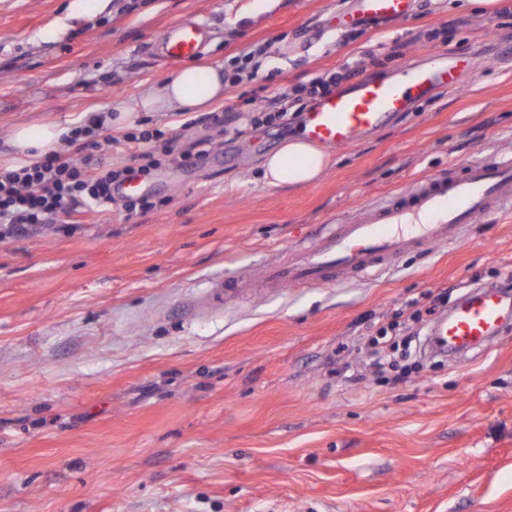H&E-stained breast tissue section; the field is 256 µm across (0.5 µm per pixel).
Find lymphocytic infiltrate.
Segmentation results:
<instances>
[{
    "label": "lymphocytic infiltrate",
    "instance_id": "f902f5d3",
    "mask_svg": "<svg viewBox=\"0 0 512 512\" xmlns=\"http://www.w3.org/2000/svg\"><path fill=\"white\" fill-rule=\"evenodd\" d=\"M101 129L96 122L75 124L67 140L68 151L49 153L18 170L0 171V237L39 224L71 222L74 214L111 203L113 188L129 176L147 179L164 163L188 167L196 160L192 153L177 151L161 131L143 129L124 136L129 166L100 169L92 151L100 146Z\"/></svg>",
    "mask_w": 512,
    "mask_h": 512
}]
</instances>
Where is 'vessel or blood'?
I'll list each match as a JSON object with an SVG mask.
<instances>
[{
    "label": "vessel or blood",
    "mask_w": 512,
    "mask_h": 512,
    "mask_svg": "<svg viewBox=\"0 0 512 512\" xmlns=\"http://www.w3.org/2000/svg\"><path fill=\"white\" fill-rule=\"evenodd\" d=\"M410 0H352L346 20H404ZM205 44L202 27L182 21L165 29L155 43L168 64L196 57ZM470 53L433 52L406 66L396 79L363 77L324 97L305 112L300 134L330 149H345L410 111L413 101L444 88L458 89L471 70ZM512 213V158H481L414 181L393 200L372 205L363 217L333 225L307 246L290 245L247 274L216 281V297L243 284L267 288L327 287L368 274L406 251L457 239L461 229L492 215ZM512 328V306L497 287H481L459 301L432 330L440 353H464L491 346Z\"/></svg>",
    "instance_id": "vessel-or-blood-1"
}]
</instances>
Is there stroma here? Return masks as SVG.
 <instances>
[{"label": "stroma", "mask_w": 512, "mask_h": 512, "mask_svg": "<svg viewBox=\"0 0 512 512\" xmlns=\"http://www.w3.org/2000/svg\"><path fill=\"white\" fill-rule=\"evenodd\" d=\"M0 0V146L13 125L82 119L172 73L152 45L207 29L199 61L258 63L216 112L144 113L200 152L65 229L0 240V512H512V330L449 359L421 347L370 365L409 301L456 302L512 272V215L462 228L332 287L243 289L215 279L491 155L512 156V0H414L402 22L338 26L349 0ZM467 50L461 90L333 152L315 184L266 186L265 154L298 133L253 129L260 96L359 62L394 75Z\"/></svg>", "instance_id": "35a3bbf8"}]
</instances>
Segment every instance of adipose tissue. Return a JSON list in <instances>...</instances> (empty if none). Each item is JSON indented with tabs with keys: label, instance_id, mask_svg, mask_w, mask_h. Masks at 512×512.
<instances>
[{
	"label": "adipose tissue",
	"instance_id": "adipose-tissue-1",
	"mask_svg": "<svg viewBox=\"0 0 512 512\" xmlns=\"http://www.w3.org/2000/svg\"><path fill=\"white\" fill-rule=\"evenodd\" d=\"M224 98V69L207 63L184 66L163 83L153 85L122 105L117 114H102L105 125L134 126L143 112H203ZM60 122L20 124L13 128L6 147L15 166L35 161L56 150L68 134ZM330 163V156L303 137L285 140L261 162L263 179L271 187L305 186L320 178Z\"/></svg>",
	"mask_w": 512,
	"mask_h": 512
}]
</instances>
